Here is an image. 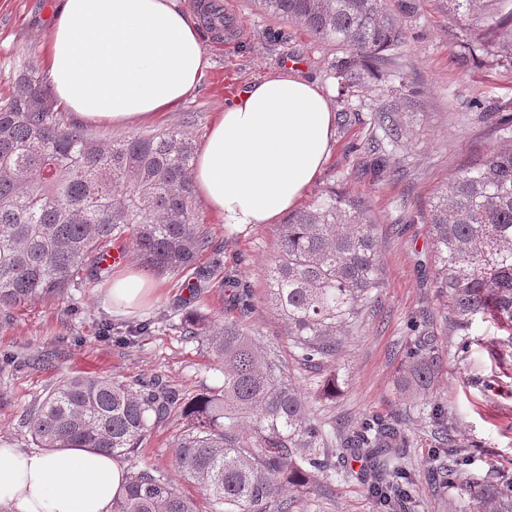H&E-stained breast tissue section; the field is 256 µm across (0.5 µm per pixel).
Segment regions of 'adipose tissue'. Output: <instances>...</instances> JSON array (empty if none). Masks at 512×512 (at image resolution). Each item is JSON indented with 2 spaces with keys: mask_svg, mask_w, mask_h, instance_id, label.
<instances>
[{
  "mask_svg": "<svg viewBox=\"0 0 512 512\" xmlns=\"http://www.w3.org/2000/svg\"><path fill=\"white\" fill-rule=\"evenodd\" d=\"M45 68L56 99L114 127L179 106L207 65L178 0H61ZM336 113L317 82L279 69L217 113L194 167L196 192L225 224H273L295 207L331 151ZM155 289L141 274L112 279V307L129 312ZM125 466L90 448H0V505L11 512H113Z\"/></svg>",
  "mask_w": 512,
  "mask_h": 512,
  "instance_id": "ef3b65f1",
  "label": "adipose tissue"
}]
</instances>
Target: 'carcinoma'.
Segmentation results:
<instances>
[{"label": "carcinoma", "instance_id": "cac0c4a2", "mask_svg": "<svg viewBox=\"0 0 512 512\" xmlns=\"http://www.w3.org/2000/svg\"><path fill=\"white\" fill-rule=\"evenodd\" d=\"M496 0H448V12L471 28L478 48L512 65V15L499 21ZM272 16L336 43L341 95L390 62L385 52L405 32L385 0H262ZM405 113L382 107L365 153L373 173L387 168L384 143L406 135ZM502 145L462 165L434 193L428 210L430 262L449 318L467 336L490 319L512 339V115L494 127ZM194 141L178 129L100 140L65 124L51 92L30 68L13 79L0 102V323L32 299H61L82 279H109L102 252L131 242L142 264L158 275L192 272V288L224 287V260L200 219L192 179ZM359 200L334 193L280 225L279 250L266 266L267 300L285 322L295 360L319 367L336 359L344 338L360 327L382 287L372 220ZM210 255L206 274L195 264ZM184 335L207 346L224 367L216 393L190 399L159 382L131 385L110 377L71 376L23 415L39 448H93L125 457L175 412L183 428L174 462L184 477L224 512H297L288 495L321 492L335 469L325 451L333 441L361 457V474L381 512H412L416 487L406 462L407 436L398 419L372 418L330 430L311 416L288 367L261 352L236 322L216 324L191 312ZM443 364V350L427 337L407 353L401 387L427 395ZM426 419L440 429L439 456L458 460L432 469L450 503L465 501L512 512V480L468 471L470 459L454 436L448 405L427 402ZM113 512H197L193 499L144 468L133 476Z\"/></svg>", "mask_w": 512, "mask_h": 512}]
</instances>
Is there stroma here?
<instances>
[{
	"mask_svg": "<svg viewBox=\"0 0 512 512\" xmlns=\"http://www.w3.org/2000/svg\"><path fill=\"white\" fill-rule=\"evenodd\" d=\"M224 19L234 28L232 47L203 40L209 65L178 108L124 127L90 125L102 138L155 134L178 128L203 144L217 112L247 84L271 69L299 65L309 79L330 94L334 110L350 112L336 130L322 172L306 190L303 204L336 191L359 197L375 224L383 286L379 301L361 329L349 336L336 361L308 369L293 359L285 324L268 306L264 268L278 250V227L256 224L228 228L207 208L199 213L224 247V271L250 289L252 307L241 311L220 289L197 295L187 277H154L158 292L140 309L114 312L106 283L86 280L63 299L35 300L14 309L9 325H0V446L34 450L20 419L60 380L73 376H109L138 385L159 380L196 396L221 389V365L197 340L184 336L180 323L195 310L215 322H240L264 350L275 352L304 394L312 415L323 423L355 425L370 415L399 417L409 439L406 450L417 477L418 512H450L448 496L425 477L440 438L418 409V400L400 389L405 353L415 341L433 336L444 346L443 368L434 389L445 402L455 435L469 453L475 474L486 471L512 478V349L507 334L493 321L477 322L468 352L456 355L458 339L444 319L434 288V268L423 264L428 250L427 209L433 193L466 161L496 147L494 119L488 107L512 113V66L485 57L461 65L460 44L467 29L448 19V0H387L405 41L384 69L386 85L413 83L419 97L407 115V135L391 157L397 176H371L364 146L371 115L388 98L376 80L356 96L341 99L334 78L339 51L302 26L267 14L259 0H221ZM58 0H0V98L12 76L42 68L47 30ZM147 322L149 335L122 344L100 334L102 324ZM336 392L324 394L328 378ZM183 422L171 416L155 425L140 450L124 458L129 473L143 468L178 484L193 497L199 512H222L196 485L183 481L174 466L172 442ZM304 512H376L360 480L333 476L321 493L301 496Z\"/></svg>",
	"mask_w": 512,
	"mask_h": 512,
	"instance_id": "35a3bbf8",
	"label": "stroma"
}]
</instances>
